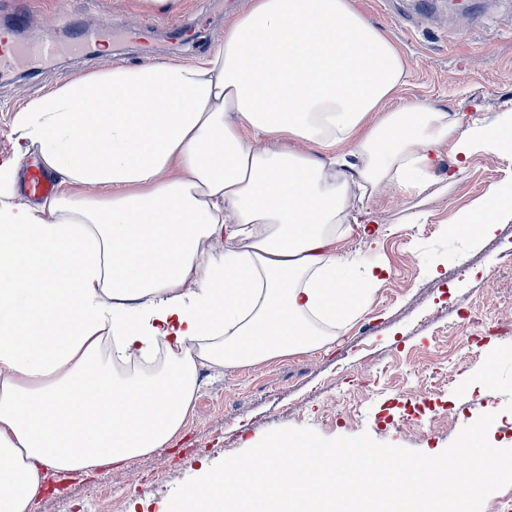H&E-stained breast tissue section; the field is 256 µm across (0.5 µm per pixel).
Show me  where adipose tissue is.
Segmentation results:
<instances>
[{
  "label": "adipose tissue",
  "instance_id": "obj_1",
  "mask_svg": "<svg viewBox=\"0 0 512 512\" xmlns=\"http://www.w3.org/2000/svg\"><path fill=\"white\" fill-rule=\"evenodd\" d=\"M405 75L355 0H250L202 61L67 77L17 111L19 149L88 197L26 201L0 163V512L48 472L171 445L198 367L322 345L365 310L386 268L355 279L338 251L355 198L421 195L443 148L512 145V115L396 104ZM505 210L492 192L448 231ZM160 349L159 378H111Z\"/></svg>",
  "mask_w": 512,
  "mask_h": 512
}]
</instances>
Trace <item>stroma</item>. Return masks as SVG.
<instances>
[{"mask_svg": "<svg viewBox=\"0 0 512 512\" xmlns=\"http://www.w3.org/2000/svg\"><path fill=\"white\" fill-rule=\"evenodd\" d=\"M33 23L20 41L61 45L53 59L0 74V162L26 171L13 122L29 99L67 76L133 66L144 59L195 62L214 50L230 15L249 0H187L178 15L146 12L140 0H0V28L18 4ZM398 50L407 79L397 95L470 117L512 111V0H357ZM98 30L109 53L71 52L59 21ZM419 197L385 190L355 207L380 230L371 247L359 233L346 254L385 264L389 273L355 320L330 343L236 368L203 367L184 425L170 447L119 466L48 482L31 512H165L175 488L204 466L259 443L270 430L311 427L332 438L368 433L380 443L440 454L466 426L496 413L493 444L512 447V211L493 236L448 233L495 189H512V155L443 151ZM437 266L439 276L428 272ZM481 323L458 345L466 315Z\"/></svg>", "mask_w": 512, "mask_h": 512, "instance_id": "1", "label": "stroma"}]
</instances>
